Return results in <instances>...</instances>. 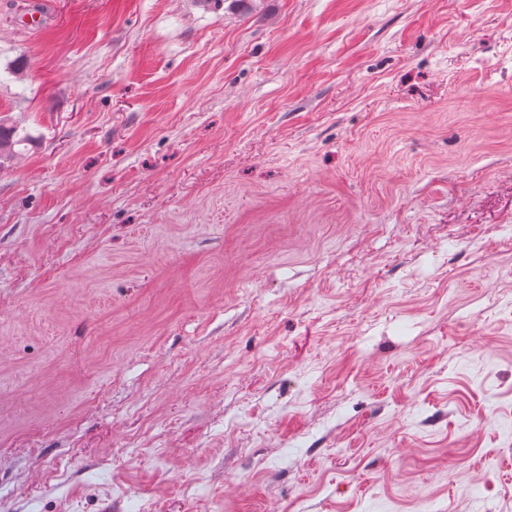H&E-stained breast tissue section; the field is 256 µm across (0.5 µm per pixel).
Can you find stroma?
Listing matches in <instances>:
<instances>
[{"mask_svg": "<svg viewBox=\"0 0 512 512\" xmlns=\"http://www.w3.org/2000/svg\"><path fill=\"white\" fill-rule=\"evenodd\" d=\"M1 118L12 512H512V0H0Z\"/></svg>", "mask_w": 512, "mask_h": 512, "instance_id": "obj_1", "label": "stroma"}]
</instances>
